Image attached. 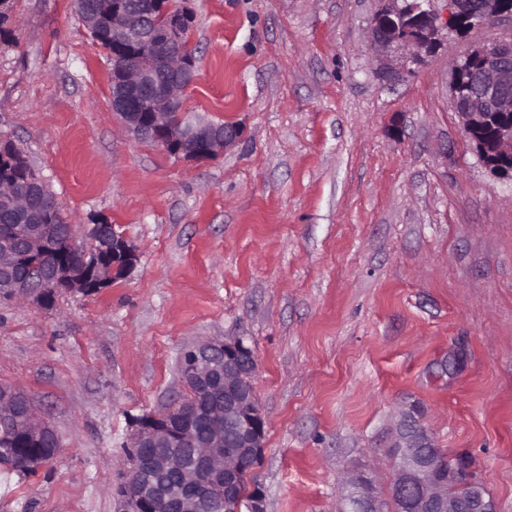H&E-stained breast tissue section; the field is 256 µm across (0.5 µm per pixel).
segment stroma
I'll use <instances>...</instances> for the list:
<instances>
[{
  "mask_svg": "<svg viewBox=\"0 0 512 512\" xmlns=\"http://www.w3.org/2000/svg\"><path fill=\"white\" fill-rule=\"evenodd\" d=\"M185 106L236 126L215 158L125 133L106 54L74 0H10L0 22V142L80 225L119 226L130 275L52 305L0 303V383L55 430L49 467L0 472V512H116L137 417L182 395V349L241 338L266 419L252 473L266 512H339L343 475L386 460L417 401L435 447L468 454L512 512V182L460 129L448 42L377 80V0H189Z\"/></svg>",
  "mask_w": 512,
  "mask_h": 512,
  "instance_id": "stroma-1",
  "label": "stroma"
}]
</instances>
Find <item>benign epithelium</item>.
I'll use <instances>...</instances> for the list:
<instances>
[{
  "label": "benign epithelium",
  "mask_w": 512,
  "mask_h": 512,
  "mask_svg": "<svg viewBox=\"0 0 512 512\" xmlns=\"http://www.w3.org/2000/svg\"><path fill=\"white\" fill-rule=\"evenodd\" d=\"M367 35L378 52L376 77L396 83L420 67L442 46L441 30L455 32L484 25L512 22V0H446L447 16L434 9V0H379ZM193 27L186 5L167 0L152 16L112 2V111L125 129L169 154L185 159H206L224 151L237 131L187 112L183 95L195 82L191 55ZM455 112L479 159L498 178L512 179V38L473 46L457 63L450 85ZM17 213L32 209V200L0 182V206ZM19 258L15 242L0 237V272L12 269ZM137 253L122 232H112V263L77 242L69 243L67 257L53 265L49 278L39 282L0 278V300L18 302L40 288L83 293L86 288L108 287L117 268L134 269ZM192 363L179 367L193 413L180 417L181 405L142 416L130 443L151 446L154 452L134 451L116 489L118 512H154L155 502L166 496L159 482L166 472L178 474L192 488L200 480L225 486L240 475L243 460L256 459L264 448L265 417L254 392L257 370L253 351L243 340H204L186 349ZM22 390L0 384V418L12 415ZM219 414L224 423L209 425L204 443L194 446L191 431ZM26 426L37 438L53 433L34 411ZM388 457L392 472L385 488L371 469H352L344 479L346 494L341 512H496L495 504L472 470L465 455L439 459L424 449L433 447L422 423V409L404 403L390 428ZM196 447L195 463L167 452L174 446ZM413 484L412 503L404 495ZM177 512H215L210 499L189 493Z\"/></svg>",
  "instance_id": "1"
}]
</instances>
